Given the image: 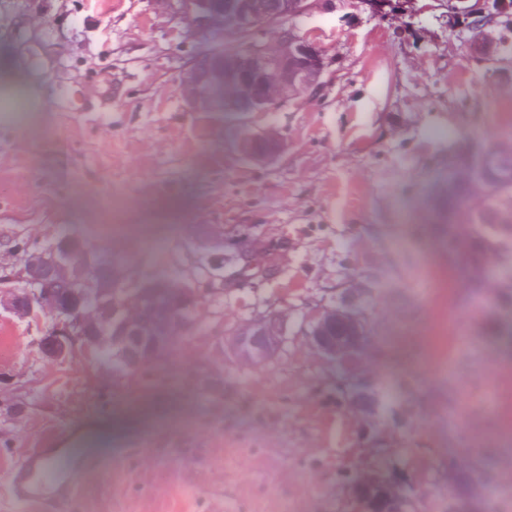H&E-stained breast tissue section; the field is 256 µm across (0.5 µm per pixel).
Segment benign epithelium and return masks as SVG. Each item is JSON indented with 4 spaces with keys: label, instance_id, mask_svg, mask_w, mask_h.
I'll return each instance as SVG.
<instances>
[{
    "label": "benign epithelium",
    "instance_id": "1",
    "mask_svg": "<svg viewBox=\"0 0 512 512\" xmlns=\"http://www.w3.org/2000/svg\"><path fill=\"white\" fill-rule=\"evenodd\" d=\"M174 13L198 27L224 25L254 30L266 22L293 23L310 9L302 0H161ZM485 0H449L448 26L454 28L463 19L487 13ZM326 65L325 54L317 45L299 37L292 27L275 48L251 42L233 52L217 51L188 64L180 78V88L188 106L195 112H271L280 103L310 91L319 85ZM283 147L282 139L271 131L260 136L244 135L238 151L256 163H266ZM284 249L280 240L260 241L255 237L236 240L233 254L239 263L240 277L259 268L263 277L272 276ZM45 262L28 261L17 255L15 278L23 282L31 301L18 303L12 287L0 290V310L25 319L41 314L50 322L39 340L41 352L51 359H65L77 347L91 348L104 356L102 341L112 342L113 356L132 371L151 364L160 354L169 336L177 328L188 331L193 321L179 320L164 301L178 288L182 309L196 313L205 289L196 282L174 284L140 280L110 268L91 272L80 263L91 259L84 241L69 236L44 248ZM48 279L60 280L80 290V301L72 307L55 297L40 294ZM118 282H128L134 293L112 309L101 311ZM284 323L274 313L249 323L233 339L234 349L258 361L275 354L284 337ZM308 334L316 347L330 360L340 364L354 362L362 351L365 325L360 314L348 305H332L318 312L308 325ZM355 496L366 512H406V499L391 481H367L354 488Z\"/></svg>",
    "mask_w": 512,
    "mask_h": 512
}]
</instances>
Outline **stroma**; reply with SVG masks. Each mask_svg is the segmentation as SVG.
Here are the masks:
<instances>
[{
    "mask_svg": "<svg viewBox=\"0 0 512 512\" xmlns=\"http://www.w3.org/2000/svg\"><path fill=\"white\" fill-rule=\"evenodd\" d=\"M318 88L272 112H194L184 67L229 34L163 0H0V73L37 84L42 112H0V276L18 246L69 234L103 265L196 279L214 234L285 241L272 277L208 290L193 331L123 379L83 349L43 356L42 321L0 312V512L20 456L71 426L112 445L60 512H365L351 491L403 474L408 512H512V227L484 224L485 285L448 254V186L463 161L512 155V8L478 54L448 0L312 9ZM285 143L258 164L247 132ZM346 303L367 342L349 368L307 321ZM285 322L277 354L229 344L255 317ZM366 385L375 407L350 397ZM492 471L460 490L453 473Z\"/></svg>",
    "mask_w": 512,
    "mask_h": 512,
    "instance_id": "1",
    "label": "stroma"
}]
</instances>
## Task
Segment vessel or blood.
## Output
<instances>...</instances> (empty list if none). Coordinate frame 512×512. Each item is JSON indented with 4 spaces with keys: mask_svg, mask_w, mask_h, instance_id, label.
<instances>
[{
    "mask_svg": "<svg viewBox=\"0 0 512 512\" xmlns=\"http://www.w3.org/2000/svg\"><path fill=\"white\" fill-rule=\"evenodd\" d=\"M90 458L75 454L67 441L50 439L28 450L12 467L7 491L17 503L48 507L72 501Z\"/></svg>",
    "mask_w": 512,
    "mask_h": 512,
    "instance_id": "b4317fda",
    "label": "vessel or blood"
}]
</instances>
